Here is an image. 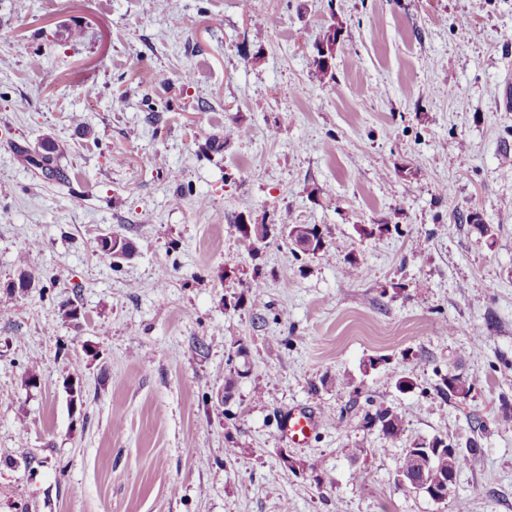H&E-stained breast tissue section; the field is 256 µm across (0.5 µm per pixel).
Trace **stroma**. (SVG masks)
Segmentation results:
<instances>
[{
	"label": "stroma",
	"instance_id": "35a3bbf8",
	"mask_svg": "<svg viewBox=\"0 0 512 512\" xmlns=\"http://www.w3.org/2000/svg\"><path fill=\"white\" fill-rule=\"evenodd\" d=\"M0 30V512H512V0H0ZM283 218L328 256L244 251ZM435 436L478 446L444 502L394 485ZM337 39L338 30L336 29L335 24H330L318 41L319 44L326 46L328 52V54H326L328 61L323 57L325 55H322V53L315 54L312 60L315 70L322 78H325L328 75L330 76V79H333L334 77L331 69L333 60L335 59ZM240 225L242 232L241 243L249 255H253L255 252L258 251L259 248L256 245V242L247 233L245 225L248 232L256 239L258 243H264L271 235L272 230L275 227L272 224H253V226L251 224ZM366 427L378 426L387 439L400 437L403 431V417L400 413L385 408L374 413L369 411L364 415ZM318 420L307 412H290L281 425V433L293 442H307L316 429Z\"/></svg>",
	"mask_w": 512,
	"mask_h": 512
}]
</instances>
